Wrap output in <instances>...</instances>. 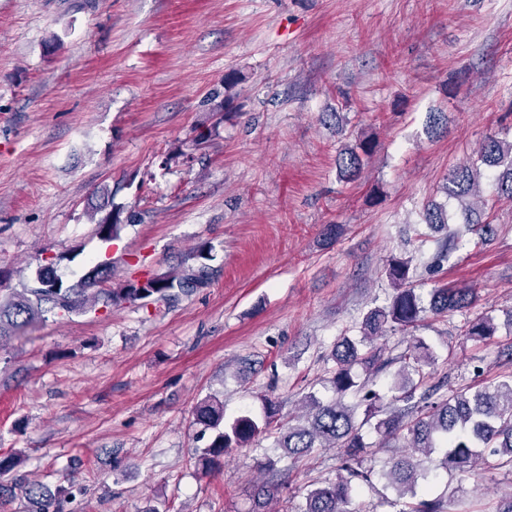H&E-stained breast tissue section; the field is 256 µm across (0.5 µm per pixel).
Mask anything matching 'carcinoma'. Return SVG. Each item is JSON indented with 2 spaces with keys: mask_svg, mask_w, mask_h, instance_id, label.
Returning <instances> with one entry per match:
<instances>
[{
  "mask_svg": "<svg viewBox=\"0 0 512 512\" xmlns=\"http://www.w3.org/2000/svg\"><path fill=\"white\" fill-rule=\"evenodd\" d=\"M372 153L373 144L367 140L340 150V177H357ZM484 180L492 183L498 199L512 201V138L487 135L477 155L444 178V193L456 201L462 224L476 236L478 245L491 243L497 234L492 221L473 218L474 200L480 198ZM423 217L429 227L446 230L440 255L447 256L460 233L450 226L448 210L431 204L424 208ZM120 229L116 211L112 222L97 225V235L104 242L115 241ZM211 252L212 247L204 242L189 252L179 270L146 271L117 288L106 286L112 279L109 261L95 264L78 281L67 284L56 273V258L40 257L35 279L21 290L9 286L10 272L1 269L0 345L29 339L48 313L68 317L123 304H170L213 281L215 273L208 264ZM384 273L392 286L387 303L368 310L358 337H350V329H345L327 356L332 362L329 383L335 398L324 402L311 393L306 395V412L285 424L280 421V402L263 395L261 414L241 415L227 424L224 402L210 396L195 410L196 424L204 432L212 431L210 443L196 453L198 466L212 471L232 450L262 439L272 440V447L282 450L293 463L324 448L342 449L339 472L308 489L295 512H349L355 486L371 483L376 475L403 500L399 512H472L462 506L450 508L453 501L444 494L418 492L419 482L440 470L467 474L483 469L512 471V375L486 378L439 396L440 386L429 384L431 373L425 371L437 360L428 344L414 337L395 356L378 344L393 331L418 327L428 312L436 316L464 312L475 302L476 293L443 284L431 289L426 305L416 288L412 257H389ZM496 332L489 315L467 322L463 329V335L473 341L488 340ZM395 363L399 369L393 385L386 392L375 388L374 378ZM348 398L354 402H346ZM360 408L361 419L357 417ZM366 426L373 429L378 441L365 440ZM401 439L408 452L375 470L372 462L378 450ZM276 465V460L265 456L262 468L266 477L254 487L250 512H272L267 504L279 500L281 483L272 476ZM63 492L59 488L53 493L44 484L18 475L9 484L0 483V503L19 495L27 503L26 512H59L58 498Z\"/></svg>",
  "mask_w": 512,
  "mask_h": 512,
  "instance_id": "obj_1",
  "label": "carcinoma"
}]
</instances>
